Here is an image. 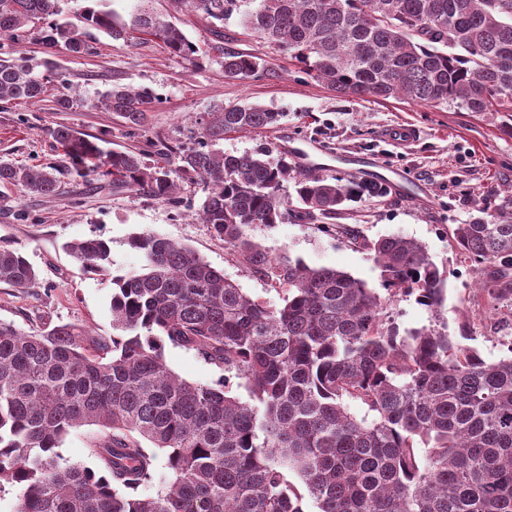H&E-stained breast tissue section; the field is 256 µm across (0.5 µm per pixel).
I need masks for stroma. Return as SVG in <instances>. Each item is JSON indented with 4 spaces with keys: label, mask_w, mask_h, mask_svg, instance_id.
Listing matches in <instances>:
<instances>
[{
    "label": "stroma",
    "mask_w": 512,
    "mask_h": 512,
    "mask_svg": "<svg viewBox=\"0 0 512 512\" xmlns=\"http://www.w3.org/2000/svg\"><path fill=\"white\" fill-rule=\"evenodd\" d=\"M154 10L175 22L199 48L215 36L207 21L174 10L170 0H153ZM99 55L75 57L59 51L58 60L72 83L87 97L119 82L148 88L161 98L146 123L127 127L111 112L78 105L68 112L51 110L48 102L22 103L0 112V159L27 165L60 161L62 150L48 134L66 123L102 138L111 149L143 152L148 163H160L158 139L184 138L205 112L219 103L261 104L282 112L277 128L234 133L223 148L231 153L267 146L272 158L311 144L336 155L372 158L403 170L409 182L391 184L386 197L362 199L336 215L338 224L357 228L364 238L400 235L421 242L446 277L440 313L418 304L411 295L389 302L387 310L400 330L447 329L460 333L469 324L473 344L489 362L498 360L512 340V310L489 306L475 286L476 274L454 249L455 225L473 215L478 200L512 187V117L504 112H468L446 104L421 105L389 99L354 101L338 96L305 74L297 61L248 32L239 15L224 22V47L264 59L279 79L230 80L218 58L194 66L170 54L156 39L127 47L96 32ZM408 122L420 134L412 145L398 148L382 132ZM7 211L0 213V247L19 251L39 273L40 283L27 289L0 284V319L22 331H41L72 323L96 336H112V275L139 270L141 258L131 249V234L150 231L185 244L213 267L224 271L252 297L275 304L279 294L264 279L237 264L224 242L197 217L205 197L197 184H181L172 203L127 188L101 189L95 182L63 178L58 192L40 197L0 187ZM252 237L274 256H289L315 268H335L376 288L380 271L369 251L335 229L303 221L259 226ZM110 241L111 275L83 270L65 250L66 242L87 237ZM165 360L181 378L211 383L220 372L195 352L166 347Z\"/></svg>",
    "instance_id": "stroma-1"
}]
</instances>
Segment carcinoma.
Segmentation results:
<instances>
[{
  "label": "carcinoma",
  "mask_w": 512,
  "mask_h": 512,
  "mask_svg": "<svg viewBox=\"0 0 512 512\" xmlns=\"http://www.w3.org/2000/svg\"><path fill=\"white\" fill-rule=\"evenodd\" d=\"M67 0H0V109L41 101L44 76L15 49L29 35L55 82L54 110L80 96L55 59L98 53L91 30L133 45L147 36L195 65L204 56L151 0L126 19L88 7L63 22ZM206 19L211 46L233 80H272L254 55L224 50V20L239 0H172ZM250 32L290 54L304 72L353 100L451 103L468 112H512V0H251ZM159 102L147 88L114 83L92 109L141 126ZM283 113L261 105H218L190 131L192 145L159 142L166 164L103 150L97 138L58 123L48 129L61 164L0 160V184L50 197L60 177H110L112 185L175 201L178 181L201 182L203 223L244 268L285 287L282 304L252 298L190 248L161 235L128 238L142 271L112 277V337L71 324L24 332L0 320V489L19 488L15 512H512V343L487 362L435 329L400 333L387 302L414 295L442 306L445 278L419 241L367 240L338 232L373 254L387 296L347 272L270 255L251 229L336 214L387 188L302 170L269 151L233 154L232 133L273 129ZM293 181L301 207L283 194ZM475 264L491 305L512 296V190L485 198L452 230ZM83 269L106 273L112 247L99 237L67 244ZM33 265L0 248V283L32 288ZM195 352L222 375L214 384L179 379L165 348ZM248 400L230 394L231 380ZM366 408L351 414L347 402ZM94 426L103 463H61L72 430ZM168 476L156 494L157 461ZM295 474L299 490L289 479Z\"/></svg>",
  "instance_id": "carcinoma-1"
}]
</instances>
